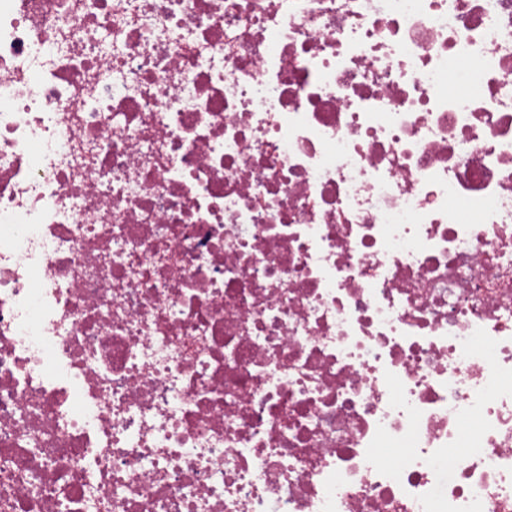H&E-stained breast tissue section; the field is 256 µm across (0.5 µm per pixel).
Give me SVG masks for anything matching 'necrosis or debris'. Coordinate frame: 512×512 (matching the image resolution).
Here are the masks:
<instances>
[{"label": "necrosis or debris", "instance_id": "4bbe7bcc", "mask_svg": "<svg viewBox=\"0 0 512 512\" xmlns=\"http://www.w3.org/2000/svg\"><path fill=\"white\" fill-rule=\"evenodd\" d=\"M0 512H512V0H0Z\"/></svg>", "mask_w": 512, "mask_h": 512}]
</instances>
